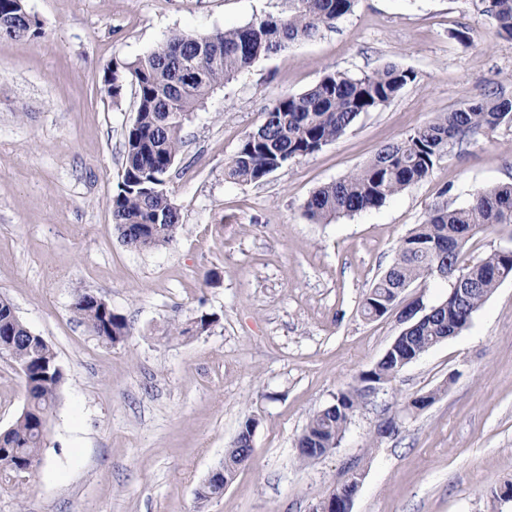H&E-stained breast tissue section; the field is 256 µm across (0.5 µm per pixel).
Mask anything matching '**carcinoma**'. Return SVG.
Here are the masks:
<instances>
[{
    "instance_id": "obj_1",
    "label": "carcinoma",
    "mask_w": 512,
    "mask_h": 512,
    "mask_svg": "<svg viewBox=\"0 0 512 512\" xmlns=\"http://www.w3.org/2000/svg\"><path fill=\"white\" fill-rule=\"evenodd\" d=\"M359 0H288V13L259 17L244 26L215 30L207 35L173 32L149 53L119 72L113 67L104 88L112 100L122 97L125 81L135 87L134 122L124 136L125 163L121 182L112 196V221L123 243L136 250H152L174 241L180 216L166 190L168 174L182 147L181 130L190 112L201 106L215 89L250 68L260 58L314 37L351 13ZM480 14L499 34L512 38V0H481ZM24 0H0V38L25 39L40 34L36 20L24 21ZM199 77L182 81V72ZM414 73L397 64L352 76L326 74L316 85L298 94L277 96L261 115L256 128L245 132L227 166V177L248 184L335 142L364 112L391 102ZM512 123V99L499 92L484 94L458 109L441 113L413 133L385 145L362 167L325 184L304 203L306 215L328 224L340 217L381 205L408 186L431 175L448 149L482 131ZM512 226V185L476 189L462 205L443 200L434 204L427 219L404 236L393 263L373 283L362 303L368 318L385 315L400 295L418 282L437 275L451 288H467L463 302L447 301L427 310L425 318L409 321V331L390 355L362 372L357 383L336 394L334 401L314 414L298 440L299 459L305 463L334 450L351 418L365 400V387L396 379L401 370L422 354L460 333L473 315L506 279H512V249H494L476 262L467 259V242L481 232ZM464 282H457L458 273ZM79 289L73 311L90 332L104 343L115 344L128 335L124 317L102 311ZM8 321L11 335L0 347L22 370L25 406L13 426L1 433L0 470L12 475L28 466L42 465L48 415L64 380L57 355L39 335L12 314L0 299V322ZM212 319L202 315L168 331L174 338L203 333ZM255 422H244L234 445L224 453V475L218 483H204L197 497L208 500L224 495L243 456L250 453L249 437Z\"/></svg>"
}]
</instances>
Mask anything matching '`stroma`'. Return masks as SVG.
Returning <instances> with one entry per match:
<instances>
[{"mask_svg": "<svg viewBox=\"0 0 512 512\" xmlns=\"http://www.w3.org/2000/svg\"><path fill=\"white\" fill-rule=\"evenodd\" d=\"M35 39H0V299L52 345L65 381L44 463L0 487V512H312L361 473L352 512H512V279L469 327L368 397L338 448L300 463L311 416L356 383L404 325L362 302L431 206L512 184V126L452 148L427 179L381 206L316 224L303 204L383 145L497 89L512 98V39L472 0H359L336 28L266 56L191 112L167 180L181 229L164 247L120 240L111 199L136 94L104 90L113 66L171 32L207 33L278 16L287 0H25ZM469 32L470 41L457 39ZM393 62L414 82L361 114L336 142L264 180L224 168L280 94L333 71ZM129 325L104 344L73 311L76 290ZM208 314L203 334L168 327ZM438 390L423 410L412 397ZM24 405V377L0 357V433ZM399 418L381 437L382 419ZM253 453L222 497L197 491L246 420Z\"/></svg>", "mask_w": 512, "mask_h": 512, "instance_id": "1", "label": "stroma"}]
</instances>
